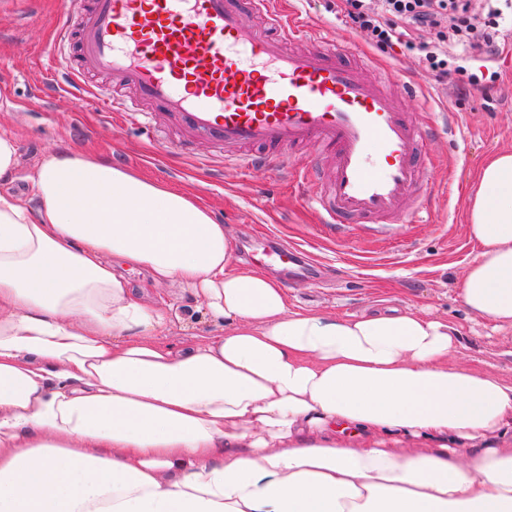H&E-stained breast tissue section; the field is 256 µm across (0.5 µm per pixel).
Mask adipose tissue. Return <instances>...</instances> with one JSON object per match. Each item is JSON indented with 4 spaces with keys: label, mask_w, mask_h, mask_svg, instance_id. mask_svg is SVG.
Instances as JSON below:
<instances>
[{
    "label": "adipose tissue",
    "mask_w": 512,
    "mask_h": 512,
    "mask_svg": "<svg viewBox=\"0 0 512 512\" xmlns=\"http://www.w3.org/2000/svg\"><path fill=\"white\" fill-rule=\"evenodd\" d=\"M31 182L0 191V512H512V380L450 364L447 321L292 310L192 194L88 154ZM466 220L458 296L512 328V150ZM127 267L222 327L166 341Z\"/></svg>",
    "instance_id": "1"
}]
</instances>
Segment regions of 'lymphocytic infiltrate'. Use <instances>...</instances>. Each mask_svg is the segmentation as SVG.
Instances as JSON below:
<instances>
[{"instance_id":"obj_1","label":"lymphocytic infiltrate","mask_w":512,"mask_h":512,"mask_svg":"<svg viewBox=\"0 0 512 512\" xmlns=\"http://www.w3.org/2000/svg\"><path fill=\"white\" fill-rule=\"evenodd\" d=\"M350 20L370 33L380 47L401 46L416 52L436 75L448 73L449 60L463 53H495L503 11L494 0H483L482 14L471 11V0H340ZM434 40H425L429 31Z\"/></svg>"}]
</instances>
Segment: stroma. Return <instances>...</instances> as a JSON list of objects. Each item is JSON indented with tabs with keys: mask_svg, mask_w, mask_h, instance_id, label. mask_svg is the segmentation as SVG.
<instances>
[{
	"mask_svg": "<svg viewBox=\"0 0 512 512\" xmlns=\"http://www.w3.org/2000/svg\"><path fill=\"white\" fill-rule=\"evenodd\" d=\"M277 10L298 15L310 36L343 33L375 62V75L392 84L412 83L405 108L414 120L444 112L429 147L435 163L421 178L419 193L429 210L426 222L349 224L336 234L320 224L301 188L268 169L240 172L232 165L205 163L208 145H179L171 122L117 119L87 92L62 89L58 63L50 50L54 35L46 24L63 0H20L0 7V134L18 139L19 166L10 192L30 199L29 176L52 152L80 150L116 163L177 190H188L206 204L234 239L236 256L254 241L273 234L307 250L322 269L316 280L287 288L291 309L326 310L339 317L401 311H428L458 328L454 359L512 379V330L493 331L490 323L468 313L457 285L480 248L466 230V200L471 181L492 153L512 148V37L494 55L473 54L463 69L440 82L415 53L385 49L355 27L338 9V0H273ZM499 81H491L492 72ZM482 78V91L468 85ZM126 278L151 302L171 305L165 337L189 340L217 331L218 324L196 301L188 286L155 285L144 271Z\"/></svg>",
	"mask_w": 512,
	"mask_h": 512,
	"instance_id": "obj_1",
	"label": "stroma"
}]
</instances>
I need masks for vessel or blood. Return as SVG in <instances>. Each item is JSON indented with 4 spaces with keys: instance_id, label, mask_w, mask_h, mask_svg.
Masks as SVG:
<instances>
[{
    "instance_id": "1",
    "label": "vessel or blood",
    "mask_w": 512,
    "mask_h": 512,
    "mask_svg": "<svg viewBox=\"0 0 512 512\" xmlns=\"http://www.w3.org/2000/svg\"><path fill=\"white\" fill-rule=\"evenodd\" d=\"M48 24L70 49L61 77H107L111 111L134 100L145 119H172L186 140L237 151L245 167L284 171L287 150L315 144L328 166L306 167L302 181L323 224L417 221L410 201L435 125L403 110L410 83L392 92L370 79L351 42L300 48L306 31L270 0H67ZM304 256L277 241L263 262L294 279Z\"/></svg>"
}]
</instances>
